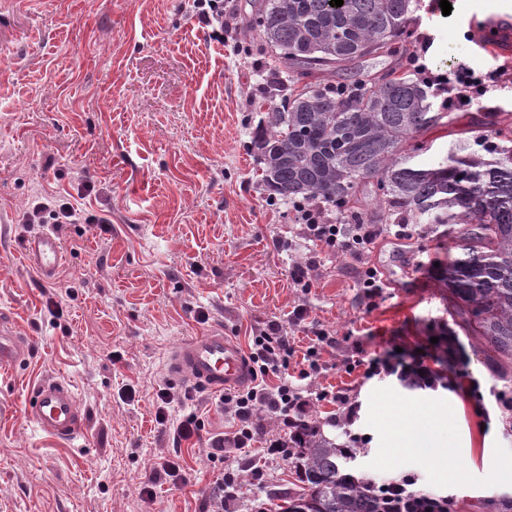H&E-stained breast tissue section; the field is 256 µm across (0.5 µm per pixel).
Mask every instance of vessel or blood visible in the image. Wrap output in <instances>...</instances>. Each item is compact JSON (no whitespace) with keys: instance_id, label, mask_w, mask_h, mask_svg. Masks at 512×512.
<instances>
[{"instance_id":"b4317fda","label":"vessel or blood","mask_w":512,"mask_h":512,"mask_svg":"<svg viewBox=\"0 0 512 512\" xmlns=\"http://www.w3.org/2000/svg\"><path fill=\"white\" fill-rule=\"evenodd\" d=\"M25 255L43 280L53 279L63 261V246L50 231L29 239ZM31 346L16 336L0 335V367L21 363ZM170 376L218 393L246 385L250 367L240 346L214 329L178 345L167 358ZM27 411L35 425L55 437L75 441L84 436L86 421L74 391L64 381L46 379L32 390Z\"/></svg>"}]
</instances>
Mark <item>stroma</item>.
<instances>
[{
    "label": "stroma",
    "instance_id": "stroma-1",
    "mask_svg": "<svg viewBox=\"0 0 512 512\" xmlns=\"http://www.w3.org/2000/svg\"><path fill=\"white\" fill-rule=\"evenodd\" d=\"M417 0L402 57H366V74L409 77V57L423 53L429 72L470 68L484 90L455 110L431 94L436 125L422 134L413 165L427 167L474 151L492 137L488 113L512 122V0ZM248 0H224V42L194 15L188 0H0V332L32 343L23 363L0 368V512H203L214 480L202 455L229 422L210 391L175 406L171 422L196 414L199 437L178 443L155 420L154 393L171 380L166 359L182 339L220 326L247 347L269 322L288 324L306 305L335 330L337 360L367 351L419 348L450 326L468 362L450 365L477 379V392H394L397 408L428 418L449 443L469 448L456 476L421 452L387 458L393 437L378 406L379 388L359 370H329L331 390L359 388V426L371 435L353 462L395 476L420 471L447 489L457 512H494L512 499L488 464L512 461V425L493 394L506 384L479 352L462 316L429 264L456 254L462 225L422 238L377 237L360 257L312 252L292 203L269 198L251 143L271 101L261 84L270 48L246 31ZM500 31L494 54L479 53L488 22ZM92 190H85L84 181ZM55 194L98 224H62L55 232L64 261L54 281L26 262L24 230L31 203ZM315 255L310 292L291 285L294 264ZM384 276L383 295L368 304L362 271ZM56 294L63 313L46 302ZM67 382L87 416L83 440L70 443L39 429L27 413L42 380ZM136 389L137 401L121 398ZM178 454L186 485L139 494L160 453Z\"/></svg>",
    "mask_w": 512,
    "mask_h": 512
}]
</instances>
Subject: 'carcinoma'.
<instances>
[{"mask_svg": "<svg viewBox=\"0 0 512 512\" xmlns=\"http://www.w3.org/2000/svg\"><path fill=\"white\" fill-rule=\"evenodd\" d=\"M414 0H251L247 26L275 50L270 88L290 78L288 101L265 114L254 147L262 185L288 201L320 200L350 224H463L440 284L466 315L478 348L512 379V129L497 127L492 161L451 158L409 165V144L437 122L427 87L391 72L356 76L352 64L392 55ZM297 489L269 512H380L347 473L336 442L311 435L300 448Z\"/></svg>", "mask_w": 512, "mask_h": 512, "instance_id": "carcinoma-1", "label": "carcinoma"}]
</instances>
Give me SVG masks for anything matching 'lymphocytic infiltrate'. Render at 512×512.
I'll return each instance as SVG.
<instances>
[{"label": "lymphocytic infiltrate", "mask_w": 512, "mask_h": 512, "mask_svg": "<svg viewBox=\"0 0 512 512\" xmlns=\"http://www.w3.org/2000/svg\"><path fill=\"white\" fill-rule=\"evenodd\" d=\"M298 219L315 246L327 251L361 255L380 233L372 224H344L326 217L320 203L296 205ZM99 223L96 215L81 216L72 206L47 195L26 216L27 223ZM338 339L322 325L312 326L305 350H298L294 337L279 323L267 325L249 346L252 379L246 386L217 394L216 400L231 425L210 440L206 458L223 463L225 458L240 460L254 485H262L269 464H296L298 451L320 424L312 417L316 405L328 402L336 407L332 426L346 438L341 451L356 456L367 447L369 434L356 429L361 403L357 395L343 390L315 388L316 379L327 370L328 355ZM356 368L363 381L396 382L405 389H438L449 382L448 363L428 352L386 350L358 359ZM382 502L384 512H455L453 496L420 486L418 472L381 479L373 472L360 476Z\"/></svg>", "instance_id": "f902f5d3"}]
</instances>
